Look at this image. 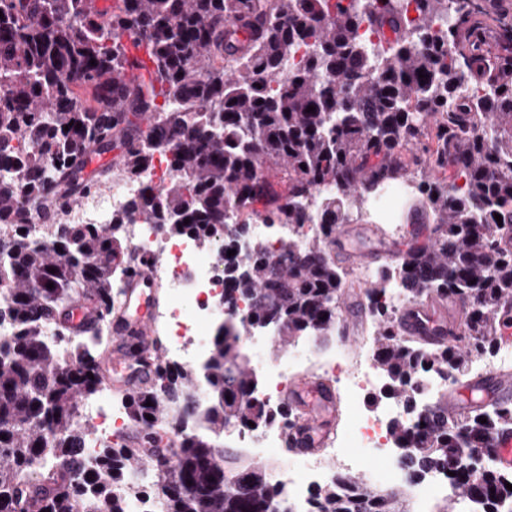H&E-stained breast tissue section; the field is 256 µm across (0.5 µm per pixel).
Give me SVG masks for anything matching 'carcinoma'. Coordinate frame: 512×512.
Returning <instances> with one entry per match:
<instances>
[{
	"instance_id": "1",
	"label": "carcinoma",
	"mask_w": 512,
	"mask_h": 512,
	"mask_svg": "<svg viewBox=\"0 0 512 512\" xmlns=\"http://www.w3.org/2000/svg\"><path fill=\"white\" fill-rule=\"evenodd\" d=\"M97 2L0 0V512H126L128 477L147 467L143 496L157 512H282L264 464L229 470L213 442L228 424L255 431L287 413L255 397L241 336L268 326L288 344L336 325V226L374 185L399 177L406 145L434 119L431 163L454 162L467 190L452 192L445 177L421 183L435 236L408 254L400 275L415 302L440 295L469 306V342L403 340L377 306L376 357L407 402L421 373L469 369L499 330L500 301L512 297V251L497 243L501 226H512V57L496 60L477 27L466 45L457 42L478 0H119L112 11ZM301 44L302 60L287 67ZM139 51L149 78L119 81L143 63ZM473 87L481 94L470 111H448ZM80 89L92 90L96 105H83ZM111 146L129 178L169 155L172 178L144 187L125 213L146 224L164 217V230L213 247L227 302L246 307L239 321L217 324L201 369L161 364L126 397L129 421L145 436L158 422L180 435L173 466L149 467L134 448L107 445L90 463L80 454L89 429L79 409L100 384L105 339L97 322L71 325L69 309L85 296L99 319L112 313L122 220L34 222L48 203L73 205L111 177L109 169L84 176L89 158ZM282 171L288 187L274 194L269 174ZM320 187L336 193L312 213ZM259 203L264 223L315 220L316 237L288 236L276 258L263 238L228 255ZM231 213L245 219L228 224ZM201 383L210 391L204 407ZM444 405L438 397L414 431L390 430L397 447L414 449L411 476L453 472L439 512H461L464 501L512 512V473L477 475L474 461L476 451L493 453L490 435L512 424V403L455 425ZM314 512L410 510L395 491L338 475L317 490Z\"/></svg>"
}]
</instances>
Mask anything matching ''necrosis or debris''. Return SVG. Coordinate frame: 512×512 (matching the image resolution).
Wrapping results in <instances>:
<instances>
[{"instance_id":"necrosis-or-debris-1","label":"necrosis or debris","mask_w":512,"mask_h":512,"mask_svg":"<svg viewBox=\"0 0 512 512\" xmlns=\"http://www.w3.org/2000/svg\"><path fill=\"white\" fill-rule=\"evenodd\" d=\"M171 176L167 163L155 159L153 166L141 177L129 179L113 175L104 190L92 192L82 206L56 214L61 224H108L117 211L136 199L145 185L162 186ZM416 191L414 180L383 182L372 187L367 196L368 214L373 223L386 225L393 234H400L396 215L404 200ZM126 253L115 271L116 287H124L135 263L148 257L154 277L166 290V301L157 317L162 342V359L167 363L195 367L204 362L209 351V336L218 320L227 315L223 309L224 275L212 262L209 252L198 239L189 235L170 236L159 232L155 225L132 223L125 225ZM314 368L340 387L349 412L347 431L338 446L329 448L328 457L335 459L337 470L328 469L323 460L301 463L293 468L278 466L279 481L294 500L298 512H311L310 494L318 486L330 482L336 472L352 478L362 470L371 471L377 481L390 485L404 483L407 493L428 503L447 493L448 480L444 472H427L423 479L406 482L402 479L401 460L404 449L394 447L390 430L393 424L416 428L418 416L407 410L398 399L379 405L374 412L362 409L369 392L387 389L389 381L380 371L376 352L365 347L358 359L346 362L332 354L312 356L297 351L276 363L257 359L253 363L263 386L257 397L268 407H275L295 376ZM84 414L90 424V435L83 444L82 455L94 456L101 444L126 422L127 412L122 400L113 396L108 386H100L94 401L85 403ZM289 423L277 419L259 434L233 431L240 447L250 453L276 458Z\"/></svg>"}]
</instances>
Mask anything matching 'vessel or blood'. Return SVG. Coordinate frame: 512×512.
I'll return each mask as SVG.
<instances>
[{"mask_svg":"<svg viewBox=\"0 0 512 512\" xmlns=\"http://www.w3.org/2000/svg\"><path fill=\"white\" fill-rule=\"evenodd\" d=\"M337 257L358 262L379 261L402 256L400 248L388 243L371 242L367 226L337 228L333 240ZM151 271L142 267L126 283L123 301L114 311L112 333L140 339L138 365H131L127 353L119 347L107 352L101 360L104 379L113 389L130 392L148 381L154 372L159 351L154 342V322L150 310L153 298L149 291ZM400 335L417 338L431 345L463 346V317L448 318L443 303L416 302L405 308L397 322ZM449 417H457L462 409H478L492 403L512 401V372H489L459 383L444 394ZM291 404L299 411V421L288 431L285 447L297 456L314 454L330 433L336 416V395L326 384L313 378L301 379L289 391ZM498 466L512 472V425L499 428L491 437Z\"/></svg>","mask_w":512,"mask_h":512,"instance_id":"obj_1","label":"vessel or blood"}]
</instances>
